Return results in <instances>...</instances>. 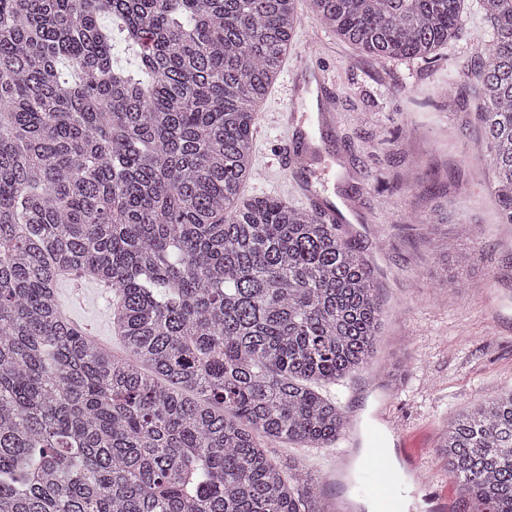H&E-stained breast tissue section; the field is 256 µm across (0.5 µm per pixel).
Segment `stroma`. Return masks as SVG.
<instances>
[{"label":"stroma","mask_w":512,"mask_h":512,"mask_svg":"<svg viewBox=\"0 0 512 512\" xmlns=\"http://www.w3.org/2000/svg\"><path fill=\"white\" fill-rule=\"evenodd\" d=\"M299 12L283 73L304 60L335 83L334 119L314 128L322 152L307 180L314 201L336 211L368 261L384 301L376 354L348 380L342 400L358 426L349 472L359 477L381 456L398 476L403 512H438L448 501L454 512H470L434 448L448 420L512 387V225L495 221L479 132L466 123L473 89L462 80L490 24L479 0H465L457 37L433 59L377 60L323 27L307 6ZM284 143L275 128L255 141L259 176L246 195L286 197L292 174L265 167ZM441 188L460 196L467 222L482 234L481 260L457 288L442 285L423 228L408 221ZM69 299L71 318L121 354L112 289ZM390 419L398 432L387 429ZM268 453L297 458L323 480L339 461L333 446L280 443Z\"/></svg>","instance_id":"obj_1"}]
</instances>
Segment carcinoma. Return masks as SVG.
I'll use <instances>...</instances> for the list:
<instances>
[{"mask_svg": "<svg viewBox=\"0 0 512 512\" xmlns=\"http://www.w3.org/2000/svg\"><path fill=\"white\" fill-rule=\"evenodd\" d=\"M297 2L0 0V512H332L265 446L351 431L341 387L374 356L379 288L340 225L243 193ZM306 2L374 59H427L462 22L463 0ZM479 2L492 35L465 75L512 224V0ZM105 15L137 69L113 65ZM432 198L412 218L457 283L482 245ZM69 272L117 293L122 356L64 324ZM435 454L472 512H512V388Z\"/></svg>", "mask_w": 512, "mask_h": 512, "instance_id": "obj_1", "label": "carcinoma"}]
</instances>
